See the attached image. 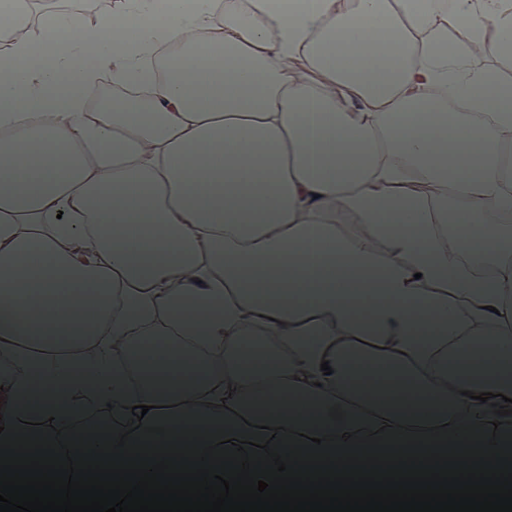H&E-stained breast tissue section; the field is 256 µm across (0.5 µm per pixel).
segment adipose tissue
<instances>
[{"label": "adipose tissue", "instance_id": "adipose-tissue-1", "mask_svg": "<svg viewBox=\"0 0 512 512\" xmlns=\"http://www.w3.org/2000/svg\"><path fill=\"white\" fill-rule=\"evenodd\" d=\"M509 65L512 0H169L161 23L154 0H9L0 433L152 446L190 427L201 449L334 457L504 439ZM105 74L110 108L89 96ZM44 322L79 336L34 338ZM246 329L267 363L236 361ZM351 345L392 375L348 377ZM452 345L466 353L446 376ZM172 346L182 359L145 364ZM372 383L414 385L435 410L349 400Z\"/></svg>", "mask_w": 512, "mask_h": 512}]
</instances>
